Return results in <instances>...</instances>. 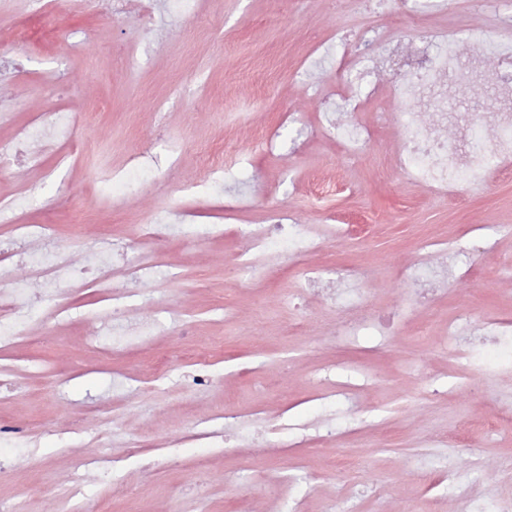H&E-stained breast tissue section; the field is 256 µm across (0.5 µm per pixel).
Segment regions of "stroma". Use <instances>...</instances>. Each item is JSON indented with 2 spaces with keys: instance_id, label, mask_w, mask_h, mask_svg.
Listing matches in <instances>:
<instances>
[{
  "instance_id": "obj_1",
  "label": "stroma",
  "mask_w": 512,
  "mask_h": 512,
  "mask_svg": "<svg viewBox=\"0 0 512 512\" xmlns=\"http://www.w3.org/2000/svg\"><path fill=\"white\" fill-rule=\"evenodd\" d=\"M196 9L160 14L166 39L144 46L130 78L123 58L139 37L137 13L117 19L92 0H56L35 15L27 0H0V54L28 71L7 88L0 140L62 99L48 72L66 70L82 83L66 99L75 162L61 166L48 155L24 172L0 164V196L21 194L26 216L80 257L109 234L137 246L151 215L166 219L179 208L197 215L196 225L174 228L162 287H145L136 303L135 316L156 325L147 340L100 348L112 314L85 293L50 343L38 340L44 325L35 311L26 316L29 339L0 351L19 372L0 401V423L31 432L30 446L0 443V503L11 512H78L84 499L92 512H447L468 490L481 495L483 512H503L512 502V417L496 406L512 405V342L490 346L473 369L452 377L446 327L464 311L512 317V171L491 169L484 183L451 196L409 183L394 163L402 128L387 96L356 114L375 128L359 158L292 128L274 155L263 133L289 110L303 123L318 121L324 89L346 78L335 54L314 55L333 31L351 35L336 54L363 51V33L408 48L420 31L441 29L460 52L485 35L512 47V0H197ZM159 122L181 148L179 164L140 194L104 183ZM228 141L269 187L246 209L181 191L196 179L202 154ZM63 193L69 207L54 209ZM280 206L300 223L352 231L265 281L227 277L245 246L240 228L266 223ZM203 224L230 233L202 238ZM477 224L489 226L495 246L472 254L473 280L412 310L391 339L369 334L338 350L326 334L329 307L313 297L291 302L306 269L335 265L366 269L372 301L388 309L405 299L401 272L427 240L463 248ZM228 306L234 318H225ZM195 351L214 365L211 386L192 383L187 357ZM339 357L370 370L372 380L357 406L340 402L331 411L320 399L327 386L320 369ZM161 362L164 377H152ZM227 411L260 412L263 456L243 443L225 447ZM283 413L324 427L323 436L295 444L276 428ZM203 425L216 438L195 439ZM131 448L139 458H127ZM106 455L117 460L111 479L82 471L85 458ZM451 466L452 483L443 477Z\"/></svg>"
}]
</instances>
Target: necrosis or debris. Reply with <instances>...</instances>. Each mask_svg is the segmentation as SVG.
<instances>
[{"mask_svg": "<svg viewBox=\"0 0 512 512\" xmlns=\"http://www.w3.org/2000/svg\"><path fill=\"white\" fill-rule=\"evenodd\" d=\"M501 58L492 77L498 90L496 107L471 112L462 106L452 111L448 108V88L457 82L462 68L451 50L447 32L420 36L408 52L392 42L380 41L371 53L338 60L347 81L335 97L327 98L328 111L316 130L321 136L336 140L345 155L360 156L372 141L374 130L352 122L351 116L360 111L365 101L381 96V87L371 79L375 68L381 67L395 80L408 84L412 93L410 109L401 115L405 137L395 157L407 180L440 192L464 184H480L490 165L512 163V53L502 52ZM71 147L64 109L41 110L31 113L26 124L16 127L9 140L0 141V158L23 167L36 160L39 152L48 151L64 162L71 155ZM178 151L162 131H155L107 179L126 186L128 193H140L141 187L132 183V176L175 167L180 159ZM234 166L248 172L240 154L229 159L220 153L210 154L202 175L185 186V193L207 197L222 190L233 198L236 207H248L253 199L249 187L260 176L248 172V179L230 181ZM16 205L15 197H0V219H6L10 226L8 238L0 241V258L24 265L30 281L50 291L52 306L46 316V328H53L67 317L74 293L90 288L111 307L122 335H150V328L132 320L131 313L140 287L152 282L166 263L163 246L170 235L169 225L157 221L148 226L146 244L135 260H127L122 244L105 238L100 242V257L80 266L70 249L50 239L45 225L17 219ZM243 235L246 246L238 254L234 268L244 283L259 280L274 266L295 263L321 251L326 243L317 225L299 223L292 212L282 208L272 212L268 223L248 225ZM119 267L129 284L121 292L113 282ZM471 275V267L460 262L456 249L438 243L427 244L424 253L403 272L412 288L413 301L419 305L446 296L450 285L466 283ZM361 281V276L335 266L304 278L302 295L321 297L335 309L329 334L337 342H355L368 331L387 338L395 334L402 321L403 312L399 309L372 312ZM448 334L453 339L448 364L466 370L477 352L497 344L502 337L512 336V320L487 316L475 322L465 313L449 323Z\"/></svg>", "mask_w": 512, "mask_h": 512, "instance_id": "necrosis-or-debris-1", "label": "necrosis or debris"}]
</instances>
